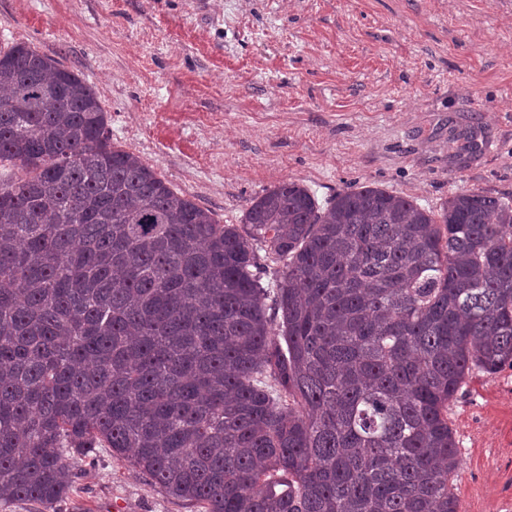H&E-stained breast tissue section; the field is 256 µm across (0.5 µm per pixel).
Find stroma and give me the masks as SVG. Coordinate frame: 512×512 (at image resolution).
<instances>
[{"label": "stroma", "instance_id": "stroma-1", "mask_svg": "<svg viewBox=\"0 0 512 512\" xmlns=\"http://www.w3.org/2000/svg\"><path fill=\"white\" fill-rule=\"evenodd\" d=\"M79 74L112 143L240 223L280 181L438 209L512 199V0H0V44ZM461 512H512V369L448 406ZM68 497L0 512H191L102 448Z\"/></svg>", "mask_w": 512, "mask_h": 512}]
</instances>
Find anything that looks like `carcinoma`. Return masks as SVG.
I'll list each match as a JSON object with an SVG mask.
<instances>
[{
  "label": "carcinoma",
  "instance_id": "carcinoma-1",
  "mask_svg": "<svg viewBox=\"0 0 512 512\" xmlns=\"http://www.w3.org/2000/svg\"><path fill=\"white\" fill-rule=\"evenodd\" d=\"M506 366L511 201L284 180L221 224L0 47V501L105 447L196 512H460L448 403Z\"/></svg>",
  "mask_w": 512,
  "mask_h": 512
}]
</instances>
